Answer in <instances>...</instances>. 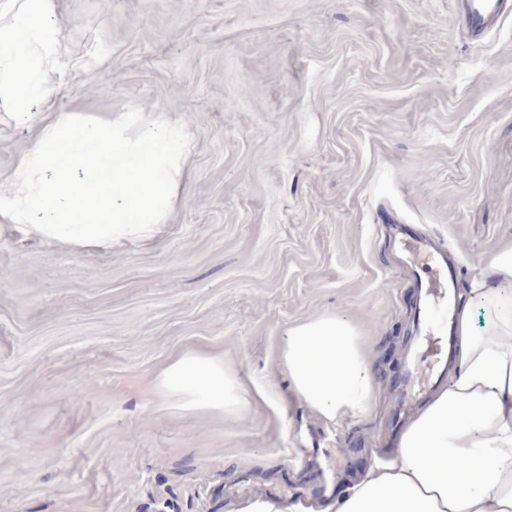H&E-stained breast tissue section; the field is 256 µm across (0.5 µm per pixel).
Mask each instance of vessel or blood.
<instances>
[{
	"mask_svg": "<svg viewBox=\"0 0 512 512\" xmlns=\"http://www.w3.org/2000/svg\"><path fill=\"white\" fill-rule=\"evenodd\" d=\"M502 8V0H468L465 8L468 27L476 34L485 32L496 23ZM403 241L415 258L416 269L423 275L421 287L425 296L420 315V355L409 368L398 394L408 404L419 398L448 365L454 324L451 294L457 286L458 272L428 240L408 234Z\"/></svg>",
	"mask_w": 512,
	"mask_h": 512,
	"instance_id": "b4317fda",
	"label": "vessel or blood"
}]
</instances>
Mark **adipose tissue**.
<instances>
[{
	"mask_svg": "<svg viewBox=\"0 0 512 512\" xmlns=\"http://www.w3.org/2000/svg\"><path fill=\"white\" fill-rule=\"evenodd\" d=\"M0 93L17 121L31 126L30 146L0 175V223L28 225L69 245L146 237L165 223L193 148L188 127L167 120L141 125L72 114L41 116L68 70L82 68L61 40L58 0H0ZM471 301L455 314L456 369L406 422L396 446L377 461L335 512H512V244L471 281ZM490 315L477 331L472 301ZM293 397L327 423L366 414L375 382L361 332L336 313L293 324L277 351ZM152 399L180 413L239 418L251 401L223 357L188 351L148 383Z\"/></svg>",
	"mask_w": 512,
	"mask_h": 512,
	"instance_id": "1",
	"label": "adipose tissue"
}]
</instances>
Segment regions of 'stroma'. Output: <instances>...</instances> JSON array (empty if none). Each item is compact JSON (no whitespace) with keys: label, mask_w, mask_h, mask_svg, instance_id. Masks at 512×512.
Instances as JSON below:
<instances>
[{"label":"stroma","mask_w":512,"mask_h":512,"mask_svg":"<svg viewBox=\"0 0 512 512\" xmlns=\"http://www.w3.org/2000/svg\"><path fill=\"white\" fill-rule=\"evenodd\" d=\"M461 0H60L84 69L53 109L195 134L166 224L75 247L0 224V512H325L406 418L395 387L421 293L398 226L459 265L457 297L512 242V14ZM0 98V172L29 128ZM333 311L369 336L371 410L329 425L291 400L286 328ZM224 356L254 402L178 415L146 383ZM502 0H468L465 18L474 34H481L494 25L502 12Z\"/></svg>","instance_id":"1"}]
</instances>
